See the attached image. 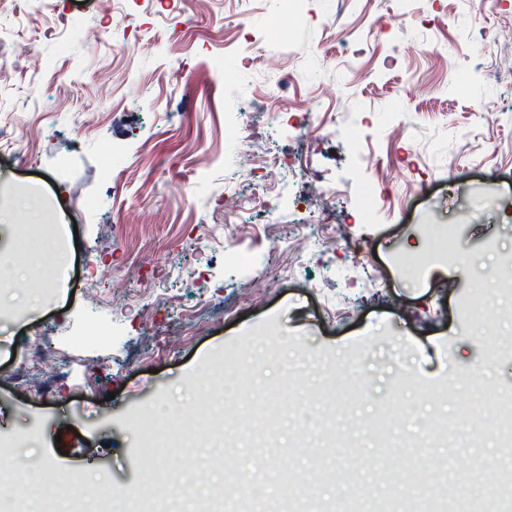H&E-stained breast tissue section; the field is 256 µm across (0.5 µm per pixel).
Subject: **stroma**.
Returning <instances> with one entry per match:
<instances>
[{"label": "stroma", "instance_id": "stroma-1", "mask_svg": "<svg viewBox=\"0 0 512 512\" xmlns=\"http://www.w3.org/2000/svg\"><path fill=\"white\" fill-rule=\"evenodd\" d=\"M276 3L146 0L123 16L112 0L0 6V106L35 150L21 167L0 149V212L10 217L0 248L19 269L15 306L25 310L37 289L30 265L65 266L46 307L0 319V435L36 430L17 455L93 468L119 496L137 492L165 512H184L200 484L234 502L240 471L261 480L250 512L282 500L289 471L321 512L339 490L372 512L424 456L449 475L470 473L481 496L473 472L502 461L496 435L453 455L428 427L454 420L467 432L461 400L485 414L491 397L512 395V354L490 359L484 343H512V320L461 309L512 305L492 276L512 254V80L490 72L512 58V0L483 14L458 0H306L300 21L281 23L276 42L255 43L251 68L240 67L238 31L261 34ZM75 16L83 24L57 54L43 32ZM377 21L383 38L362 57L342 55L349 35ZM273 61L299 75L288 92ZM461 68L471 78L451 82ZM274 104L327 124L297 134L270 116ZM241 107L253 123L235 133L228 118ZM245 141L289 160L294 193L322 199V183L303 173L324 172L343 192L329 221L359 253L322 244L300 208L287 216L255 202L242 223H225V172H239L245 195L256 177L239 153ZM368 181L386 186L391 205L365 223L348 194ZM59 214L71 227L63 251L49 246ZM449 224L461 248L452 264L434 263L427 243ZM238 250L248 266L229 260ZM418 266L426 278L413 276ZM144 288L155 294L141 311L132 297ZM166 292L202 320L197 335L167 333L179 313ZM41 332L63 374L48 390L42 373L17 377L13 352ZM219 358L224 374L210 376ZM349 375L356 390L329 403ZM243 376L250 388L234 397L227 386ZM162 405L192 425L191 445L144 447L141 423ZM245 421L255 436L241 435ZM350 449L364 469L345 468Z\"/></svg>", "mask_w": 512, "mask_h": 512}]
</instances>
